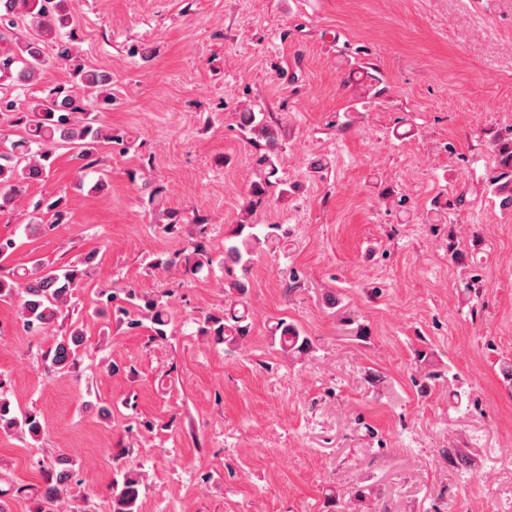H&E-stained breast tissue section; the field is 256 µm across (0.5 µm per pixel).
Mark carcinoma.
Here are the masks:
<instances>
[{
	"label": "carcinoma",
	"mask_w": 512,
	"mask_h": 512,
	"mask_svg": "<svg viewBox=\"0 0 512 512\" xmlns=\"http://www.w3.org/2000/svg\"><path fill=\"white\" fill-rule=\"evenodd\" d=\"M71 25L66 0H0V42L10 44L9 48L0 51V124L6 122L11 127L23 129L19 140L0 149V209L12 204L29 182L45 174L55 146L67 145L79 150L80 159L84 161L82 168L88 169L96 165L95 154L100 145L124 144V136L119 131L101 126L90 118L92 112L112 106V76L104 70L89 67L72 53L66 35V29ZM22 27L28 30V36L19 38L16 31ZM48 47L67 68L70 80L45 88L42 95L24 104L14 91L40 80ZM239 127L246 135L257 134L265 139V146L257 148L255 156L261 180L252 188L250 205L253 206L267 196L270 178L278 172L277 132L264 114L255 112L240 113ZM34 145L38 147L36 152L32 151ZM497 154L490 186L494 193L502 195L500 205L509 208L512 195L505 194V188L512 184V135L499 140ZM44 209L48 219L33 220L25 225L29 233H38L44 223L65 222L67 213L62 200L49 202ZM257 241V235H245L241 228L224 241L221 262L228 271L240 267L242 275L235 277L230 285L238 300L229 304L224 316L210 315L205 319L210 333L222 341L249 332V312L243 297L250 288L247 273ZM212 264L213 253L201 242L192 250L177 251L164 261L168 267L183 269L186 275H195ZM79 281L80 271L75 265L54 269L39 264L31 270L16 272L8 279L0 276V300L17 298L26 333L38 335L55 323L70 303ZM130 299L144 302L142 306L135 303L133 307L148 310L154 335L166 337V327L171 323L168 309L143 295L132 293ZM272 335L279 337L285 351L296 352L309 346L308 338L283 319L274 324ZM86 347L82 330L73 328L55 340L47 356V370L51 373L69 370ZM1 388L3 382L0 381V431L7 434L21 432L32 438L40 436L44 426L37 415L31 412L16 414ZM120 474L122 480L112 484V512H140L137 471L131 466H122ZM72 478V461L58 457L41 488V500L48 505L58 503L66 495Z\"/></svg>",
	"instance_id": "1"
}]
</instances>
